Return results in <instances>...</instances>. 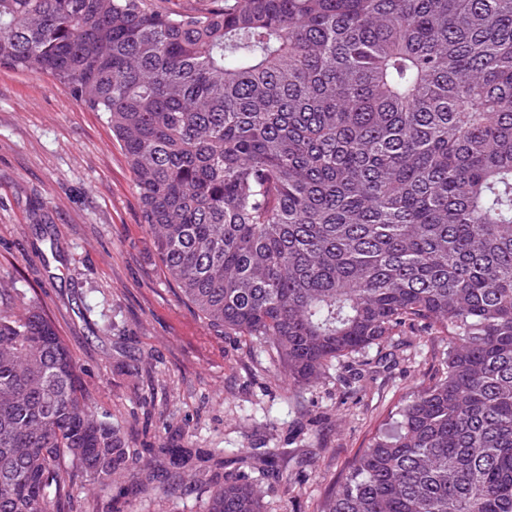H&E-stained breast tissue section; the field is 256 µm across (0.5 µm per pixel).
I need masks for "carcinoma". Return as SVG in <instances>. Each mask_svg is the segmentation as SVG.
Here are the masks:
<instances>
[{
	"instance_id": "1",
	"label": "carcinoma",
	"mask_w": 512,
	"mask_h": 512,
	"mask_svg": "<svg viewBox=\"0 0 512 512\" xmlns=\"http://www.w3.org/2000/svg\"><path fill=\"white\" fill-rule=\"evenodd\" d=\"M0 65L104 115L169 278L288 383L448 337L317 512H512V0H0ZM158 452L140 477L45 311L0 310V512L74 469L173 494L197 451ZM206 512L262 505L227 480Z\"/></svg>"
}]
</instances>
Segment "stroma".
Masks as SVG:
<instances>
[{
  "instance_id": "stroma-1",
  "label": "stroma",
  "mask_w": 512,
  "mask_h": 512,
  "mask_svg": "<svg viewBox=\"0 0 512 512\" xmlns=\"http://www.w3.org/2000/svg\"><path fill=\"white\" fill-rule=\"evenodd\" d=\"M39 303L82 369L95 417L119 423L139 469L159 448H197L214 483L280 449L260 478L265 512H317L324 493L448 351L406 328L283 391L269 351L209 326L165 274L132 170L101 113L46 74L0 65V309ZM223 460L209 458L210 449ZM206 488L136 493L73 472L53 512H201Z\"/></svg>"
}]
</instances>
